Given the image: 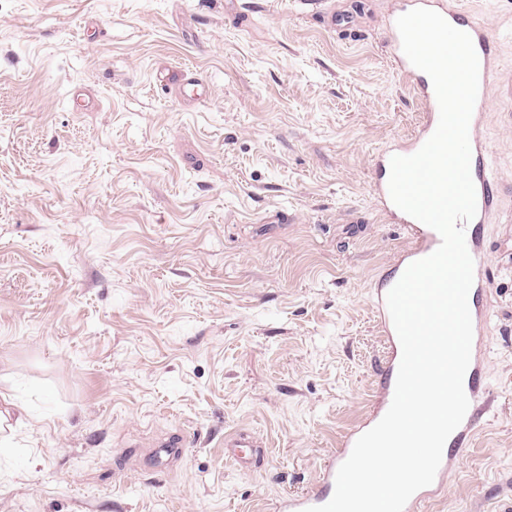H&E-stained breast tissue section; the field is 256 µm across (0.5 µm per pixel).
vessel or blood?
Listing matches in <instances>:
<instances>
[{"label":"vessel or blood","instance_id":"obj_1","mask_svg":"<svg viewBox=\"0 0 512 512\" xmlns=\"http://www.w3.org/2000/svg\"><path fill=\"white\" fill-rule=\"evenodd\" d=\"M415 8H428L440 13L452 26L468 33L479 58V87L476 104L469 126L471 148V175L476 190L477 213L474 229L466 231V244L474 262V281L469 293V308L473 323L471 362L464 378V389L470 405L461 425L448 438L441 465L433 483L417 491L407 502L404 512H418L421 504L430 500L448 483L452 462L467 447L488 394L484 371V340L489 324L490 309L487 302L489 279L486 274V244L476 227L488 223L500 206L498 175L493 168L492 153L482 134L487 103L495 90L494 76L499 67V55L493 38L486 27L471 15L451 4L450 0H393L386 28L389 59L395 71L406 78L423 105V120L419 129L409 138L377 153L374 158L372 196L377 205L390 217L392 223L401 225L411 244L398 257L392 271L375 282L372 305L377 317L379 332L387 346V357L376 400L369 415L357 427L347 432L337 452L324 468L319 481L308 491L279 501L276 512H304L305 508L327 503L335 489V477L341 464L349 457L357 439L376 425L387 412L393 398L401 345L397 337L387 304L388 291L413 262L432 254L440 245V235L431 227L400 210L391 200L388 188L390 160L393 156L416 153L435 131L439 121V107L429 76L414 67L402 50L401 38L395 22L397 18ZM185 441L173 437L148 449L144 458L145 468L172 461L183 454Z\"/></svg>","mask_w":512,"mask_h":512}]
</instances>
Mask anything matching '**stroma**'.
<instances>
[{
    "mask_svg": "<svg viewBox=\"0 0 512 512\" xmlns=\"http://www.w3.org/2000/svg\"><path fill=\"white\" fill-rule=\"evenodd\" d=\"M0 0V512H274L366 416L407 237L373 154L422 118L390 0ZM512 87V0H457ZM203 99L177 93L181 71ZM493 408L421 512H512V98L483 130ZM172 433L183 456L141 470ZM262 442L236 464L225 437Z\"/></svg>",
    "mask_w": 512,
    "mask_h": 512,
    "instance_id": "1",
    "label": "stroma"
}]
</instances>
